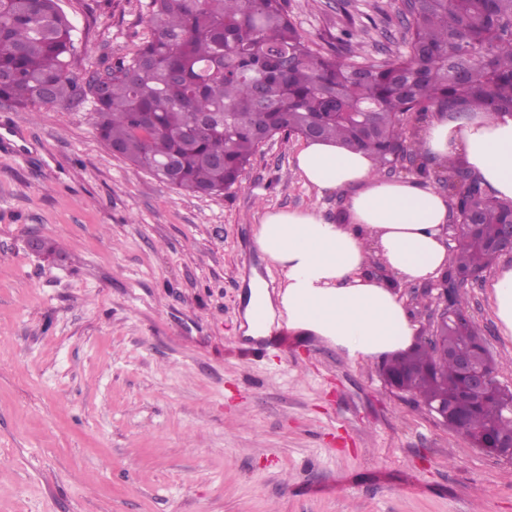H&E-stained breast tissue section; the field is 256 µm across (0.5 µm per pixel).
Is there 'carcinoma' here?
<instances>
[{
    "label": "carcinoma",
    "mask_w": 512,
    "mask_h": 512,
    "mask_svg": "<svg viewBox=\"0 0 512 512\" xmlns=\"http://www.w3.org/2000/svg\"><path fill=\"white\" fill-rule=\"evenodd\" d=\"M150 37L130 58L78 83L69 78L75 26L59 0H0V103L92 106L99 138L161 183L222 195L259 147L282 133L334 140L375 156L386 173L407 149L433 159L412 113L512 116V0H417L403 11L406 50L379 61L355 29L324 48L288 15V0H148ZM462 219L449 272L477 280L506 249L500 225L512 202L494 198L458 158L437 164ZM475 327L437 323L435 334L389 363L429 409L461 397L451 352L475 348ZM473 445L512 437V390L472 405Z\"/></svg>",
    "instance_id": "cac0c4a2"
}]
</instances>
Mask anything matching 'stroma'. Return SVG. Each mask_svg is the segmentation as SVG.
Listing matches in <instances>:
<instances>
[{
    "label": "stroma",
    "instance_id": "35a3bbf8",
    "mask_svg": "<svg viewBox=\"0 0 512 512\" xmlns=\"http://www.w3.org/2000/svg\"><path fill=\"white\" fill-rule=\"evenodd\" d=\"M146 0H62L77 77L133 54ZM401 0H288L317 43L357 29L402 51ZM0 512H512V461L390 390L381 360L293 334L258 358L242 326L260 211L345 213L277 136L221 197L112 153L89 107L0 103ZM34 237L60 254L32 251ZM463 306L512 387V335L487 284Z\"/></svg>",
    "mask_w": 512,
    "mask_h": 512
}]
</instances>
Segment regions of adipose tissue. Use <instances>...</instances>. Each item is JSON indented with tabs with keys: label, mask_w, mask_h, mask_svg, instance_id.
Wrapping results in <instances>:
<instances>
[{
	"label": "adipose tissue",
	"mask_w": 512,
	"mask_h": 512,
	"mask_svg": "<svg viewBox=\"0 0 512 512\" xmlns=\"http://www.w3.org/2000/svg\"><path fill=\"white\" fill-rule=\"evenodd\" d=\"M434 160L462 156L499 200H512V118L480 112L452 121L434 114L421 130ZM305 185L346 194V220L315 209L267 211L256 231L261 254L284 274L278 293L253 277L247 333L276 321L324 338L351 359L410 351L416 325L403 298L368 272L371 257L403 281H427L448 263V199L415 178L386 179L373 156L327 140L305 141L295 157Z\"/></svg>",
	"instance_id": "1"
}]
</instances>
